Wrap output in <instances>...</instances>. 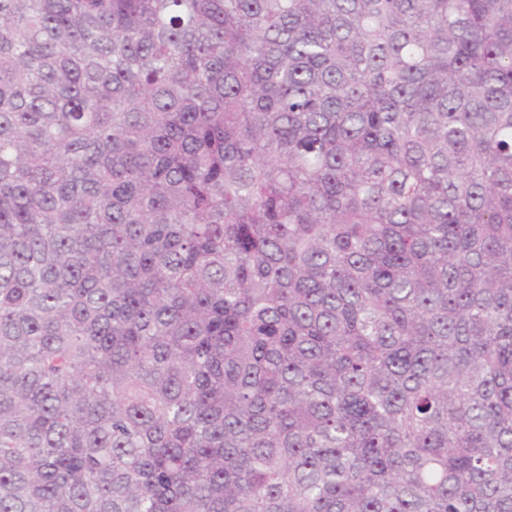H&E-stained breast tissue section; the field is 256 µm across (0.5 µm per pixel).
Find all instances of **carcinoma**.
<instances>
[{
	"label": "carcinoma",
	"mask_w": 512,
	"mask_h": 512,
	"mask_svg": "<svg viewBox=\"0 0 512 512\" xmlns=\"http://www.w3.org/2000/svg\"><path fill=\"white\" fill-rule=\"evenodd\" d=\"M0 512H512V0H0Z\"/></svg>",
	"instance_id": "carcinoma-1"
}]
</instances>
